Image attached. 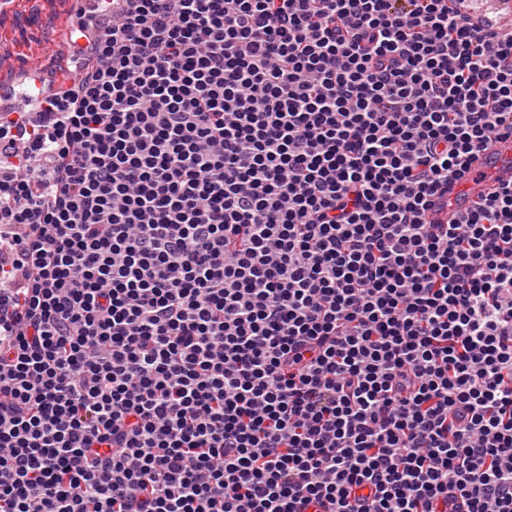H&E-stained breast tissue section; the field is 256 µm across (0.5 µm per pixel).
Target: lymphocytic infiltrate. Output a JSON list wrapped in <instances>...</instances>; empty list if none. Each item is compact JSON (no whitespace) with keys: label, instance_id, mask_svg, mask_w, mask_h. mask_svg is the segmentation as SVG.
Here are the masks:
<instances>
[{"label":"lymphocytic infiltrate","instance_id":"obj_1","mask_svg":"<svg viewBox=\"0 0 512 512\" xmlns=\"http://www.w3.org/2000/svg\"><path fill=\"white\" fill-rule=\"evenodd\" d=\"M0 111V512H512V31L464 0H94ZM512 181V136L493 140L459 178L448 181L442 195L431 198L426 220L446 223L451 217L470 212L475 204L488 197L498 186Z\"/></svg>","mask_w":512,"mask_h":512}]
</instances>
